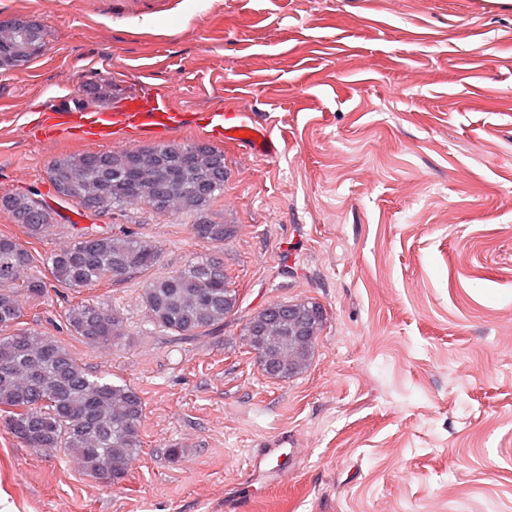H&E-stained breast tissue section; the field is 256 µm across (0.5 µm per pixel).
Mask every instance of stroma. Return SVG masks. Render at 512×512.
<instances>
[{
  "label": "stroma",
  "instance_id": "stroma-1",
  "mask_svg": "<svg viewBox=\"0 0 512 512\" xmlns=\"http://www.w3.org/2000/svg\"><path fill=\"white\" fill-rule=\"evenodd\" d=\"M14 17L40 22L46 46L0 69V194L50 201L53 158L147 147L41 139L44 102L74 103L91 79L119 99L170 90L186 112L236 104L280 152L174 135L224 155L209 217L232 225L226 245L194 238L191 216L124 210L161 250L154 274L223 258L240 309L218 333L148 334L138 275L25 303L22 329L138 392L142 451L110 486L0 422V512H512V4L0 0V21ZM59 211L40 240L0 211V234L41 258L115 223ZM296 299L327 321L309 370L272 379L241 331L260 305ZM84 300L119 308V343L69 335L65 311ZM274 444L298 449L293 468L252 477Z\"/></svg>",
  "mask_w": 512,
  "mask_h": 512
}]
</instances>
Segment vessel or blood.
<instances>
[{
    "label": "vessel or blood",
    "instance_id": "vessel-or-blood-1",
    "mask_svg": "<svg viewBox=\"0 0 512 512\" xmlns=\"http://www.w3.org/2000/svg\"><path fill=\"white\" fill-rule=\"evenodd\" d=\"M184 118V112L175 107L169 93L159 89L127 98L119 107L100 112L74 114L63 111L57 100L47 101L42 131L48 140L66 132L92 141H109L115 135L130 130L161 137L179 129ZM194 118L199 126L209 129L212 136L248 152L273 156L279 151L277 143L253 113L228 105L210 112L195 113ZM286 459L287 454L283 449H262L254 464V471L278 477L285 470Z\"/></svg>",
    "mask_w": 512,
    "mask_h": 512
}]
</instances>
